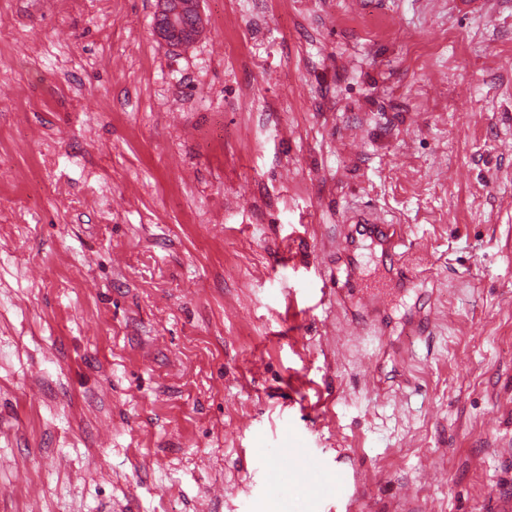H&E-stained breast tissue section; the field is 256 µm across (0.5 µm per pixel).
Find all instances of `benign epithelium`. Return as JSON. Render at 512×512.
<instances>
[{"label": "benign epithelium", "mask_w": 512, "mask_h": 512, "mask_svg": "<svg viewBox=\"0 0 512 512\" xmlns=\"http://www.w3.org/2000/svg\"><path fill=\"white\" fill-rule=\"evenodd\" d=\"M154 30L170 48L195 43L204 31L200 0H157Z\"/></svg>", "instance_id": "obj_1"}]
</instances>
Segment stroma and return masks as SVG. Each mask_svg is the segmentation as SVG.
Masks as SVG:
<instances>
[{
  "label": "stroma",
  "mask_w": 512,
  "mask_h": 512,
  "mask_svg": "<svg viewBox=\"0 0 512 512\" xmlns=\"http://www.w3.org/2000/svg\"><path fill=\"white\" fill-rule=\"evenodd\" d=\"M156 7L0 0V512H512V0ZM200 0H157L154 30L170 48L195 43L204 31ZM345 247L349 248L358 240V236L370 238L372 247L381 248L382 258L386 265L389 263L388 272L391 279L396 283H408V279L403 276L401 269V254L395 251L401 244L400 226L396 224H377L374 219L358 220L354 224L345 226ZM329 287V292H336V300H345L346 295H356L361 301L370 304L373 309L380 310L384 305L386 296L380 290L366 286L365 288H355L350 277H346L344 283L340 284L339 277L336 275V288Z\"/></svg>",
  "instance_id": "obj_1"
}]
</instances>
